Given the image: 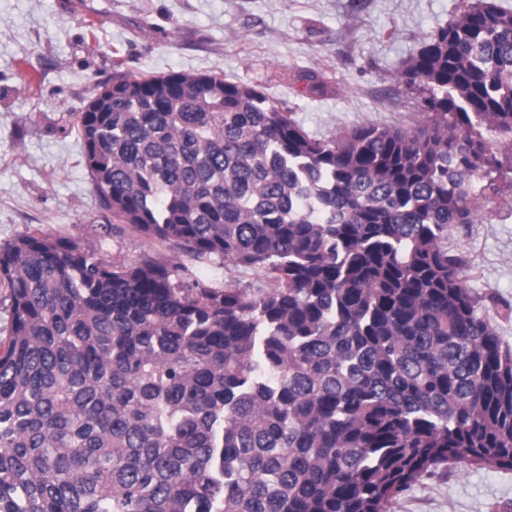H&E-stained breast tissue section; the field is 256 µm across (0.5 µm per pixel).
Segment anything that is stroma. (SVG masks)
<instances>
[{
    "mask_svg": "<svg viewBox=\"0 0 512 512\" xmlns=\"http://www.w3.org/2000/svg\"><path fill=\"white\" fill-rule=\"evenodd\" d=\"M457 0H0V245L38 231L93 246L109 262L148 256L185 266L188 282L253 293L260 268L190 258L144 238L102 209L69 118L113 76L121 52L133 76L207 73L258 87L310 135L362 123L411 127L421 103L395 76ZM99 24L88 41L83 19ZM326 74L334 90L310 93ZM466 284L512 348V192L475 223L448 230ZM512 504V471L463 461L423 476L391 512H497Z\"/></svg>",
    "mask_w": 512,
    "mask_h": 512,
    "instance_id": "stroma-1",
    "label": "stroma"
}]
</instances>
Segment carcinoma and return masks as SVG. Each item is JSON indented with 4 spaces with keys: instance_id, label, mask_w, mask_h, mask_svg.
<instances>
[{
    "instance_id": "carcinoma-1",
    "label": "carcinoma",
    "mask_w": 512,
    "mask_h": 512,
    "mask_svg": "<svg viewBox=\"0 0 512 512\" xmlns=\"http://www.w3.org/2000/svg\"><path fill=\"white\" fill-rule=\"evenodd\" d=\"M123 65L71 114L102 207L274 287L0 246V512H390L450 461L512 470V348L448 251L512 189V10L461 0L409 57L411 130L316 138L252 86Z\"/></svg>"
}]
</instances>
